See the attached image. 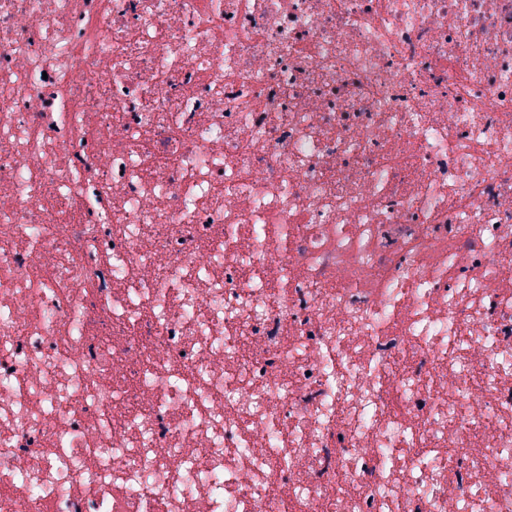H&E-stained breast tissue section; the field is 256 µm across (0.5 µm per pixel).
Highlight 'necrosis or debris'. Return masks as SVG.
I'll list each match as a JSON object with an SVG mask.
<instances>
[{
	"label": "necrosis or debris",
	"mask_w": 512,
	"mask_h": 512,
	"mask_svg": "<svg viewBox=\"0 0 512 512\" xmlns=\"http://www.w3.org/2000/svg\"><path fill=\"white\" fill-rule=\"evenodd\" d=\"M512 0H0V512H512Z\"/></svg>",
	"instance_id": "4bbe7bcc"
}]
</instances>
